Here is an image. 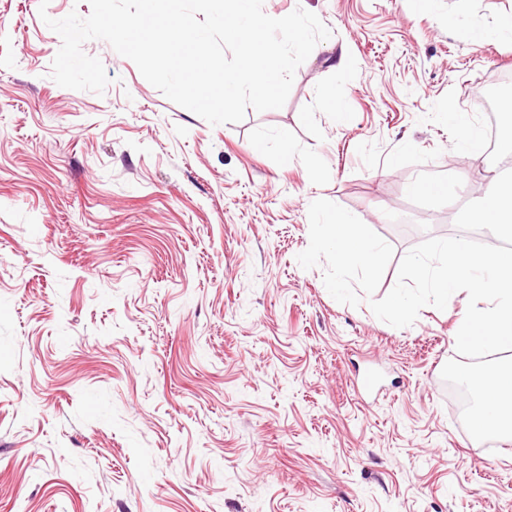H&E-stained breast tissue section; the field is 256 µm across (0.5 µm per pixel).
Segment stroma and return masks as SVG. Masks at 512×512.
Listing matches in <instances>:
<instances>
[{"mask_svg":"<svg viewBox=\"0 0 512 512\" xmlns=\"http://www.w3.org/2000/svg\"><path fill=\"white\" fill-rule=\"evenodd\" d=\"M39 4L0 0V512H512V438L474 440L441 377L466 292L395 328L297 262L318 199L393 247L378 299L459 236L410 186L512 164L441 117L488 126L512 0H264L331 35L282 108L218 126L102 40L104 95L58 86ZM442 117L448 124L454 126L460 132L462 154L468 155V151H474L477 147L476 142L480 131L470 123L467 115L448 107V111L442 113Z\"/></svg>","mask_w":512,"mask_h":512,"instance_id":"stroma-1","label":"stroma"}]
</instances>
